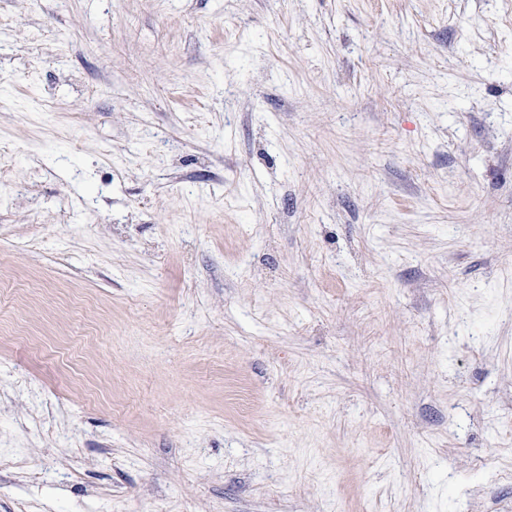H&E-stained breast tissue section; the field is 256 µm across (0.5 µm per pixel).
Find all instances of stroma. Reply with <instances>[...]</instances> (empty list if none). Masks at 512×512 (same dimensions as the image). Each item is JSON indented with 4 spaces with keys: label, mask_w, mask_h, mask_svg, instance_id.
Wrapping results in <instances>:
<instances>
[{
    "label": "stroma",
    "mask_w": 512,
    "mask_h": 512,
    "mask_svg": "<svg viewBox=\"0 0 512 512\" xmlns=\"http://www.w3.org/2000/svg\"><path fill=\"white\" fill-rule=\"evenodd\" d=\"M512 0H0V512H512Z\"/></svg>",
    "instance_id": "obj_1"
}]
</instances>
